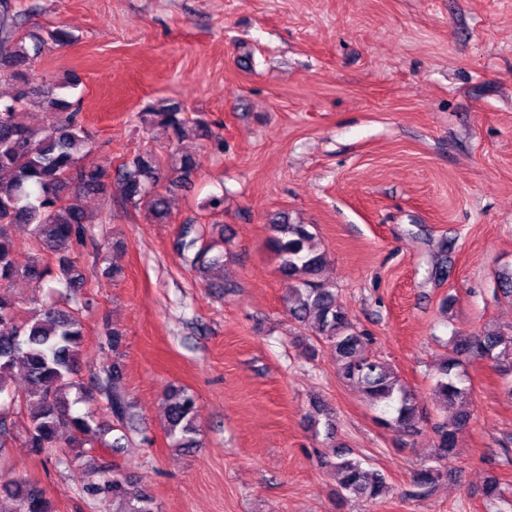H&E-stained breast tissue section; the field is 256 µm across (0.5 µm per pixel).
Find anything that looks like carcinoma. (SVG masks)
<instances>
[{
  "label": "carcinoma",
  "instance_id": "1",
  "mask_svg": "<svg viewBox=\"0 0 512 512\" xmlns=\"http://www.w3.org/2000/svg\"><path fill=\"white\" fill-rule=\"evenodd\" d=\"M20 15L0 4V75L15 82L14 94L0 100V324L10 330L0 333V449L15 438L16 420L26 421L24 444L35 455L47 458L60 449L82 448L85 436L96 422V394L107 399V410L121 426L129 405L119 391H109L104 380L118 381L122 365L115 360L103 369L105 379L88 387L79 376L77 354L84 336L83 309L88 300L83 292L89 272L71 258V251L82 245L91 228V219L79 204L85 195L108 191L105 174L88 161V139L78 119L74 103L54 95L47 85L34 79L36 64L44 44L28 48L17 39ZM31 103H41L50 117L48 129L31 128L19 120V111ZM151 123L168 131L172 143L180 141L189 117L176 104L159 102L149 113ZM175 174L172 184L187 182L195 170L188 155L174 148L167 160L152 151L137 152L116 169L125 202L144 210L156 223L170 219L169 198L159 187L162 168ZM31 227L30 246L34 255L25 262L15 252L10 227ZM268 245L278 259V271L288 280V312L297 322L315 320L316 332L336 352L339 377L362 388L372 405L384 404L393 410L380 425L415 435L422 416L416 397L401 383L390 366L369 356L366 346L371 337L357 329L337 301L336 289L321 279L326 254L317 248L316 235L307 224L288 222L281 214L268 224ZM205 231L193 224L182 226L175 243L181 254L194 252L191 265L199 271L224 267V250L204 240ZM66 288L63 299L45 304L24 317L9 289L17 279L42 283L50 274ZM488 358L497 362L512 359V333L487 331L475 336H456L448 355L435 369L434 391L448 406H461L451 423L433 425L435 456L444 459L454 452L458 433L469 421L470 387L464 362ZM23 373L24 384L10 383L14 371ZM75 400H70L71 392ZM86 405L85 411H71L73 402ZM197 396L184 387H173L166 394V433L172 447L189 453L200 446L197 422ZM331 465L339 488L347 495L375 502L386 492L384 474L351 456L349 451L332 452ZM101 479L86 487L101 506L112 503V512H158L154 497L134 489V477L118 466L100 470ZM440 471L434 466L420 468L414 476V497L430 491ZM486 502L494 505L504 495L498 479L490 476L482 489ZM10 508L0 512H54L44 491L24 478L6 490Z\"/></svg>",
  "mask_w": 512,
  "mask_h": 512
}]
</instances>
